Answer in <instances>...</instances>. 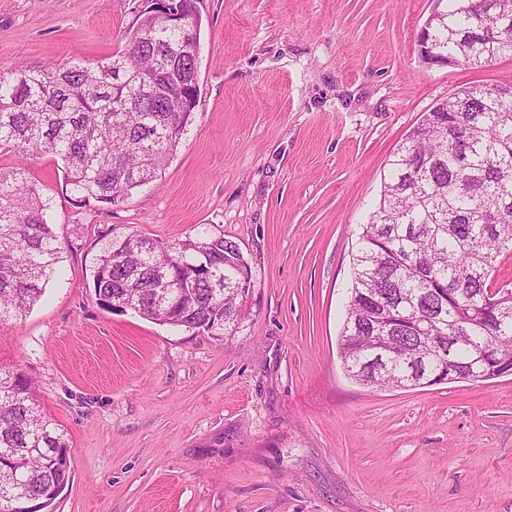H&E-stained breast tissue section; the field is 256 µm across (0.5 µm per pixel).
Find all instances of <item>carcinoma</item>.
Instances as JSON below:
<instances>
[{
	"label": "carcinoma",
	"mask_w": 512,
	"mask_h": 512,
	"mask_svg": "<svg viewBox=\"0 0 512 512\" xmlns=\"http://www.w3.org/2000/svg\"><path fill=\"white\" fill-rule=\"evenodd\" d=\"M137 19L126 48L94 66L0 72V326L30 310L61 259L46 204L24 161L63 164L78 203H114L164 170L192 120L189 82L200 32ZM512 0H447L428 40L465 67L512 57ZM171 244L114 239L97 258L100 305L216 337L235 325L247 292L238 243L211 225ZM512 250V82L462 85L425 113L390 160L378 208L353 257L340 336L343 367L368 388L432 387L441 377L482 382L512 369V288L496 286ZM172 289L157 293L162 281ZM57 424L40 413L22 371H0V472H14L50 506L71 478Z\"/></svg>",
	"instance_id": "1"
}]
</instances>
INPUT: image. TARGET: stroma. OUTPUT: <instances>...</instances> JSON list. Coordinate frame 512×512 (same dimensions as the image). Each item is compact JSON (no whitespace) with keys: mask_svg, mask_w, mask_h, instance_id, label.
I'll list each match as a JSON object with an SVG mask.
<instances>
[{"mask_svg":"<svg viewBox=\"0 0 512 512\" xmlns=\"http://www.w3.org/2000/svg\"><path fill=\"white\" fill-rule=\"evenodd\" d=\"M146 0H0V71L96 64ZM434 0H201L200 95L164 171L81 207L52 153L27 177L62 260L0 326L71 448L47 512H512V376L376 390L338 354L352 256L409 129L512 57L425 64ZM236 241L253 286L223 339L111 312L105 243H170L195 225Z\"/></svg>","mask_w":512,"mask_h":512,"instance_id":"1","label":"stroma"}]
</instances>
